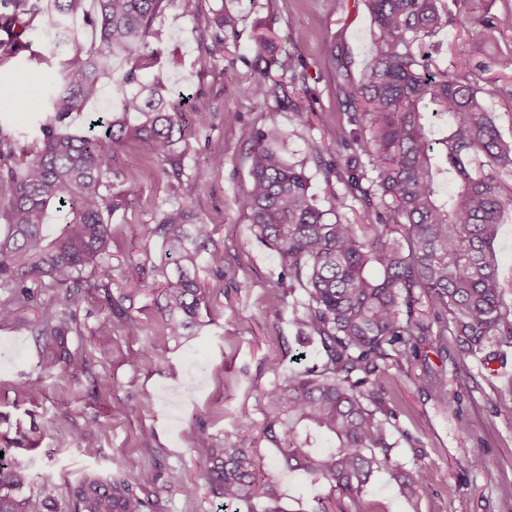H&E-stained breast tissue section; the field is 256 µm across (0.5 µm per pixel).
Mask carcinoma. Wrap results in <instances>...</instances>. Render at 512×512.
I'll return each mask as SVG.
<instances>
[{
  "label": "carcinoma",
  "mask_w": 512,
  "mask_h": 512,
  "mask_svg": "<svg viewBox=\"0 0 512 512\" xmlns=\"http://www.w3.org/2000/svg\"><path fill=\"white\" fill-rule=\"evenodd\" d=\"M85 2L54 0L50 9L40 0L0 5L1 29L11 32L23 18L38 16L43 32L53 35V51L67 56L37 120L39 135L21 156L19 139L0 127V291L8 295L0 301V322L13 318V304L29 302L34 280L48 279V287L65 291L68 304L86 288H101L107 314L93 335L108 346L112 316L126 314V297L112 299L111 275L99 283L88 272L112 245L114 148L137 141L171 167L176 203L144 224L143 248L162 242L160 310L173 336L193 333L203 326L199 311L206 302L196 269L203 260L224 271V252L211 225L186 203L195 178L185 173L184 98L151 81L125 96L102 133H76L69 122L99 97L104 79L135 83L136 71L151 65L152 24L163 0H93L91 14ZM442 2L366 0L376 38L363 79L349 80L348 62L338 59L355 153L344 163L328 162L314 149L312 159L325 180L341 181L360 202L356 223L342 214L344 197L320 206L305 167L279 155L287 138L281 99L264 73L250 83L252 98L265 108L264 124L241 130L250 145V181L240 207L257 239L279 255L289 281L303 287L307 303L295 324L318 339L324 354L321 369L292 372L263 392L260 437L275 448L280 465L320 476L351 498L384 467L406 500L421 488L418 472L377 456L389 448L384 422L375 417L386 411L381 378L387 371L419 357L423 345L437 348L450 331L468 352L491 336L512 337V308L502 302L494 250L507 200L500 171L512 168V141L487 111L478 80L457 66L434 67L423 49L426 38L448 27ZM79 15L100 32L99 44L88 50L69 26ZM240 21L232 13L215 16L211 41L199 43L201 55L223 56L224 35H236ZM115 54L133 67L115 74ZM427 108L448 116L439 138L431 137ZM362 155L375 174L367 187ZM445 177L450 187L442 191ZM371 266L378 275L366 273ZM73 324L65 308L39 325L38 335L55 353L43 371L75 362L66 346ZM258 438L242 434L216 448L198 435L193 451L204 465L205 487L226 505L250 507L262 498L261 512H287L276 486L260 475L252 453ZM28 479V461L0 458V512H62L51 495H18ZM143 482L133 470L118 478L90 472L72 490L69 512H152L136 493Z\"/></svg>",
  "instance_id": "cac0c4a2"
}]
</instances>
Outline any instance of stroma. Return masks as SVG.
<instances>
[{
  "label": "stroma",
  "instance_id": "stroma-1",
  "mask_svg": "<svg viewBox=\"0 0 512 512\" xmlns=\"http://www.w3.org/2000/svg\"><path fill=\"white\" fill-rule=\"evenodd\" d=\"M448 26L432 37L439 67L458 62L486 63L496 79L486 95L505 140L512 141V72L496 68L512 55V0H445ZM242 17L236 36L226 38L224 56L204 59L200 35H211L215 12ZM494 20V30L478 25ZM32 19L24 41L12 54L11 37L0 30V127L19 134L28 146L36 115L45 105L47 78L60 69ZM152 67L141 80L161 78L186 98L189 131L188 173L197 177L190 209L214 224V241L224 252V270L201 268L206 303L202 328L174 339L155 294L141 291L154 282L160 246L144 248L142 228L166 207L169 179L145 147L127 142L114 150L120 176L112 192V249L102 263L112 273V292L130 293V318L143 327L132 334L126 321H112V354H103L90 329L105 314L103 291L92 290L73 305L78 328L68 335L77 367L43 373L52 352L33 327L64 307L65 293L33 284L32 300L13 321L0 323V447L28 459L26 493H49L67 504L71 488L86 472L113 477L134 468L149 479L140 496L158 501L161 512H247L222 506L208 494L203 465L193 448L199 434L223 446L226 433L258 430L261 394L284 375L322 365L319 343H302L294 318L303 311L302 288H289L279 256L260 243L239 207L249 182V147L240 131L261 125L265 112L253 101L248 83L260 70L279 79L269 59H291L296 81L283 82L280 122L288 137L282 157L305 164L320 204L343 194L337 180H324L310 158L318 145L324 159L348 158L353 127L339 91L334 53L349 61V77L360 81L371 59L375 28L363 0H201L197 18L184 16L177 0H164L154 21ZM126 87L105 81L99 100L72 117V128L87 131L91 120L120 111ZM23 95L29 109L15 111ZM129 318V319H130ZM137 352L136 367L124 356ZM448 374L449 405L428 372ZM392 415L386 423L389 462L421 471L414 501L400 496L387 471H380L358 497L340 495L322 479L272 465L274 450L259 441L255 453L273 480L288 512H512V339L492 337L482 350L462 352L456 337L442 349L422 350L418 360L388 370L382 380ZM151 404H144V397ZM96 428L93 446L80 444Z\"/></svg>",
  "mask_w": 512,
  "mask_h": 512
}]
</instances>
